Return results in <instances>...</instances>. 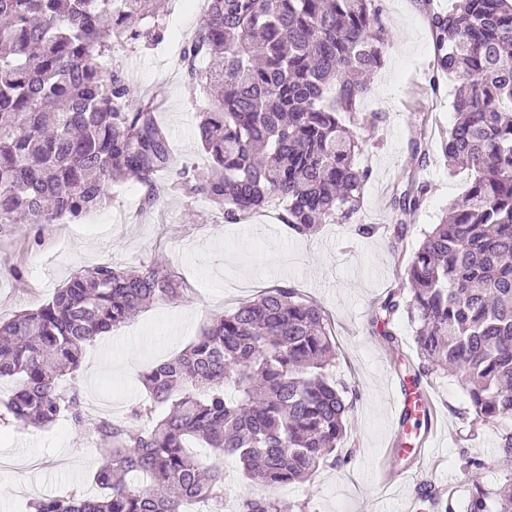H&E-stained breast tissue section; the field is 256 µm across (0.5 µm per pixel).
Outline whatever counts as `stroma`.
Here are the masks:
<instances>
[{"mask_svg":"<svg viewBox=\"0 0 512 512\" xmlns=\"http://www.w3.org/2000/svg\"><path fill=\"white\" fill-rule=\"evenodd\" d=\"M451 0H384V23L391 38L372 91L358 120L364 145L356 157L369 169L355 224H372L373 236L356 235L355 224H324L313 235H291L277 213L263 212L251 222L225 223L205 198L162 188L159 203L144 207L147 189L136 180L112 185L98 209L79 221L18 224L0 229V317L36 309L77 272L103 263L136 266L162 263L184 280V301H156L131 322L98 337L86 348L78 382L89 420L112 414L120 419L144 398L142 375L193 342L218 314L254 295L250 280L264 286L286 284L319 302L328 314L336 343L333 378L353 386L357 399L347 418V445L354 451L342 469L322 467L305 483L278 494L305 505L306 512H402L418 484L430 478L467 489L461 453L485 462L483 481L502 486L512 480V463L499 448L495 421L468 425L457 416L467 395L455 376L433 379V467L399 459L400 444L413 447L422 431L402 428L390 410L391 388L416 358L414 326L395 316L389 328L399 337L391 350L372 318L389 290L401 287L405 268L423 235L439 223L470 183L465 170L449 169L439 135L454 121V82L434 69L430 16L447 11ZM202 16L189 0H169L165 38L153 46H134L112 58L135 93L165 87L160 117L169 131L173 166L205 172L208 159L196 140L198 115L209 104L203 86L191 80L179 54ZM431 137L420 176L429 192L408 232H401L393 201L406 186L411 150L421 127ZM87 439L61 421L39 428L0 421V512H32L29 486L42 495L91 491L101 455L89 454ZM28 462L29 486H20L21 462ZM411 467L414 477L398 488H382V467Z\"/></svg>","mask_w":512,"mask_h":512,"instance_id":"35a3bbf8","label":"stroma"}]
</instances>
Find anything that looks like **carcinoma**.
<instances>
[{"instance_id": "cac0c4a2", "label": "carcinoma", "mask_w": 512, "mask_h": 512, "mask_svg": "<svg viewBox=\"0 0 512 512\" xmlns=\"http://www.w3.org/2000/svg\"><path fill=\"white\" fill-rule=\"evenodd\" d=\"M167 0H0V225L78 220L114 183L149 185L172 172L160 95L137 97L112 54L164 40ZM381 0H208L180 61L213 105L197 137L207 174L187 167L174 186L216 204L227 223L268 209L297 235L349 223L369 179L359 168L356 114L390 33ZM430 28L437 70L456 81V120L441 140L451 167L473 180L433 225L374 323L406 311L417 369L408 383L452 371L468 395L461 416L494 420L512 456V0H454ZM428 184L408 177L399 223ZM182 284L166 265L104 263L76 273L51 301L0 318V380L16 382L11 419L47 427L67 419L109 446L95 494L44 496L34 512H222L224 469L188 449L195 439L232 456L268 489L343 467L348 388L328 377L336 346L323 308L275 286L205 326L184 351L143 375L148 398L125 420L87 422L78 372L97 337ZM69 378V387L60 382ZM465 499L432 484L426 512H512V494L480 481L483 461L461 457ZM237 512H302L274 496L242 497Z\"/></svg>"}]
</instances>
